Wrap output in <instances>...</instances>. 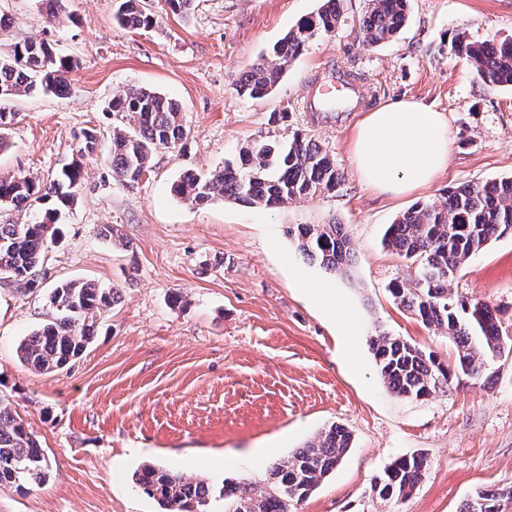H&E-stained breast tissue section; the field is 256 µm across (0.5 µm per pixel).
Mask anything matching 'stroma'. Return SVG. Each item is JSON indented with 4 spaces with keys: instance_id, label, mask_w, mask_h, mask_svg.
Returning <instances> with one entry per match:
<instances>
[{
    "instance_id": "stroma-1",
    "label": "stroma",
    "mask_w": 512,
    "mask_h": 512,
    "mask_svg": "<svg viewBox=\"0 0 512 512\" xmlns=\"http://www.w3.org/2000/svg\"><path fill=\"white\" fill-rule=\"evenodd\" d=\"M120 0H66L57 17L37 0H0V55L14 44L49 40L73 59L70 91L8 102L15 117L0 152V174L47 181L78 159L81 132L101 131L82 159L77 201L63 212L41 292L0 285V394L11 396L50 463L39 488L0 491V512H159L132 480L147 464L206 479L213 488L263 479L270 464L330 425L353 445L296 512H458L476 490L512 486V356L475 381L455 373L447 392L396 396L382 379L370 336H399L454 364L453 343L392 297L393 280L415 275L388 249L384 231L418 202L441 200L463 183L512 176V88L483 84L452 51L512 37V0H410L397 37L364 42L367 0H347L334 32L291 60L267 98L236 91L241 74L320 0H196L190 19L165 0H145L155 22L117 24ZM355 75L368 101L351 112H310L312 81L335 70ZM146 87L181 104L186 131L157 152L139 181L113 173L109 137L114 96ZM412 99L448 119V165L405 195L367 188L352 158V135L370 112ZM284 113L270 124L271 113ZM302 133L326 148L345 177L333 194L277 209L242 207L215 196L193 206L171 187L186 171L207 176L259 134ZM340 224L353 266L328 273L299 253L298 224ZM115 225L128 241L101 233ZM92 279L120 291L86 351L53 375L23 366L19 342L48 320L59 282ZM333 289L342 316L316 296ZM496 306L512 337V232L491 240L452 284ZM182 301L172 305V294ZM423 454L429 469L409 497L382 500L375 479L397 457Z\"/></svg>"
}]
</instances>
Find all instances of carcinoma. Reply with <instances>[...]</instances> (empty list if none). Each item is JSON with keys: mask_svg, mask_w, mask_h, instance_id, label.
Wrapping results in <instances>:
<instances>
[{"mask_svg": "<svg viewBox=\"0 0 512 512\" xmlns=\"http://www.w3.org/2000/svg\"><path fill=\"white\" fill-rule=\"evenodd\" d=\"M345 0H322L319 10L300 19L236 84L239 95L263 99L273 92L288 63L321 35L341 23ZM409 0H369L360 30L366 43L378 45L395 38L408 20ZM119 23L131 30L153 26L154 17L142 0H121ZM452 50L468 58L482 82L512 87V39L472 42L459 35ZM72 59L61 56L46 40L26 41L0 57V150L7 148L6 127L14 113L1 102L41 92L62 96L69 90ZM112 112L128 127L113 130L109 159L114 173L130 182L148 170L153 154L175 147L184 137L179 105L156 91L139 88L112 101ZM100 145L95 129L83 132L79 152L89 155ZM82 167L72 162L49 182L39 184L22 175H0V206L18 211L43 206L35 224H0V283L28 295L40 289L47 244L58 236L60 211L70 207L82 185ZM344 175L329 152L300 133L288 140L259 135L239 148L238 159L209 176L186 173L173 193L191 205H203L221 194L246 207L284 205L316 193L336 191ZM512 230V177L450 188L445 200L417 203L402 212L384 234L386 246L416 265L414 279L395 280L389 291L398 305L423 324L441 331L456 347L454 365L431 351L396 336L378 334L369 347L378 370L393 393L426 398L447 392L452 370L477 377L512 354V338L501 333L497 309L481 300L452 292L451 283L464 265L494 238ZM301 254L331 272L352 261L347 233L340 224H298L288 230ZM119 298V289L93 281H66L52 289L48 300L55 316L18 346L22 364L53 374L80 357L92 342L101 314ZM352 445L345 428L332 425L290 456L270 466L257 491L249 479L214 491L202 480L157 465L138 470L134 484L157 501L163 512H209L215 496L224 512H292L339 465ZM427 459L413 453L396 459L376 478L383 500L405 499L425 476ZM49 462L7 396L0 395V490L23 493L41 486ZM512 504V487L475 491L459 512H505Z\"/></svg>", "mask_w": 512, "mask_h": 512, "instance_id": "cac0c4a2", "label": "carcinoma"}]
</instances>
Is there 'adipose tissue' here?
<instances>
[{
	"mask_svg": "<svg viewBox=\"0 0 512 512\" xmlns=\"http://www.w3.org/2000/svg\"><path fill=\"white\" fill-rule=\"evenodd\" d=\"M443 113L403 101L368 112L354 132L353 160L362 181L397 195L429 185L448 165Z\"/></svg>",
	"mask_w": 512,
	"mask_h": 512,
	"instance_id": "ef3b65f1",
	"label": "adipose tissue"
}]
</instances>
